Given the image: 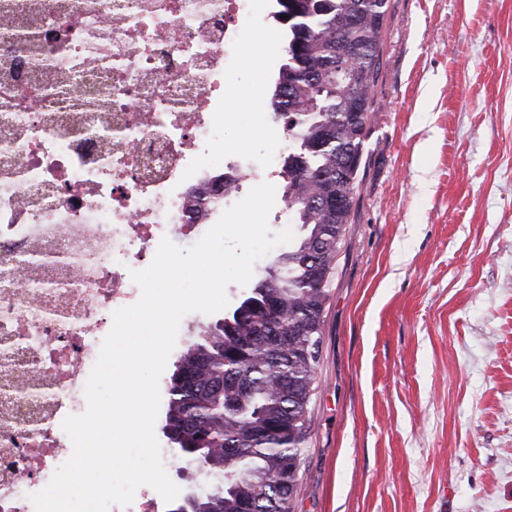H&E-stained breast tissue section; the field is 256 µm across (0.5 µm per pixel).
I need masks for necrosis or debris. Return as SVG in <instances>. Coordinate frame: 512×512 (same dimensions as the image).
Listing matches in <instances>:
<instances>
[{
    "label": "necrosis or debris",
    "mask_w": 512,
    "mask_h": 512,
    "mask_svg": "<svg viewBox=\"0 0 512 512\" xmlns=\"http://www.w3.org/2000/svg\"><path fill=\"white\" fill-rule=\"evenodd\" d=\"M252 2L0 0V512H35L66 462L62 422L139 295L131 271L211 224L191 191L220 178L232 202L281 170L211 152Z\"/></svg>",
    "instance_id": "necrosis-or-debris-1"
}]
</instances>
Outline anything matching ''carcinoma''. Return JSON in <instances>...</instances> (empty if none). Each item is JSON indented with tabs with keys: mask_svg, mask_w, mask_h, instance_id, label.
I'll return each instance as SVG.
<instances>
[{
	"mask_svg": "<svg viewBox=\"0 0 512 512\" xmlns=\"http://www.w3.org/2000/svg\"><path fill=\"white\" fill-rule=\"evenodd\" d=\"M277 3L288 41L268 106L288 136L283 200L300 234L175 365L165 437L185 468L213 476L190 512H291L324 311L373 112L389 0Z\"/></svg>",
	"mask_w": 512,
	"mask_h": 512,
	"instance_id": "carcinoma-1",
	"label": "carcinoma"
}]
</instances>
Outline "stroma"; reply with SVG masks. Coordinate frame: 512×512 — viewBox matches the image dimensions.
I'll list each match as a JSON object with an SVG mask.
<instances>
[{
	"instance_id": "35a3bbf8",
	"label": "stroma",
	"mask_w": 512,
	"mask_h": 512,
	"mask_svg": "<svg viewBox=\"0 0 512 512\" xmlns=\"http://www.w3.org/2000/svg\"><path fill=\"white\" fill-rule=\"evenodd\" d=\"M242 59L224 147L280 151ZM293 512H512V0H389Z\"/></svg>"
}]
</instances>
